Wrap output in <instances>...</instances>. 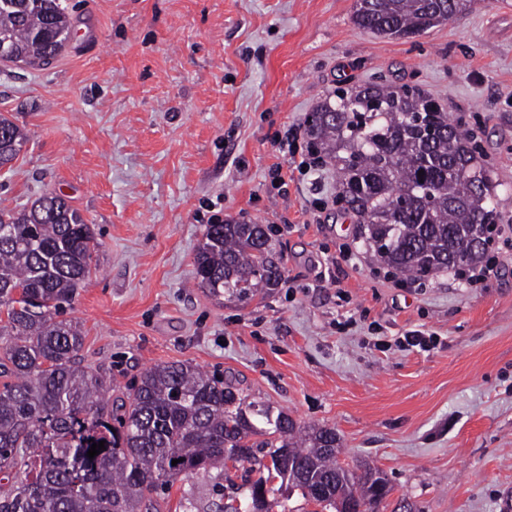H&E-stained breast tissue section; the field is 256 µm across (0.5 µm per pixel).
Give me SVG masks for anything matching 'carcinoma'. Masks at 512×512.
<instances>
[{"mask_svg": "<svg viewBox=\"0 0 512 512\" xmlns=\"http://www.w3.org/2000/svg\"><path fill=\"white\" fill-rule=\"evenodd\" d=\"M476 5L356 0L353 19L376 36L406 39ZM71 25L63 0H0V53L47 65ZM307 134L339 164L336 194L385 266L419 279L483 260L499 219L492 180L476 164L474 134L459 131L440 105L406 86L338 88L307 120ZM26 142L1 115L0 165ZM98 248L91 225L59 195L0 210V474L12 482L0 512H156L159 492L177 479L229 461L258 474L253 501L277 477L325 510L338 497L365 512L383 508L373 469L338 464L335 430H304L286 414L259 410L269 438L257 451L243 399L188 362L145 371L128 402L106 398L110 375L82 364V326L64 318ZM195 266L200 287L237 301L284 276L264 225L232 218L206 225Z\"/></svg>", "mask_w": 512, "mask_h": 512, "instance_id": "cac0c4a2", "label": "carcinoma"}]
</instances>
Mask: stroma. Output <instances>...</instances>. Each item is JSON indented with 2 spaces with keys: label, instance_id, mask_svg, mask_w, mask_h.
Here are the masks:
<instances>
[{
  "label": "stroma",
  "instance_id": "obj_1",
  "mask_svg": "<svg viewBox=\"0 0 512 512\" xmlns=\"http://www.w3.org/2000/svg\"><path fill=\"white\" fill-rule=\"evenodd\" d=\"M71 38L49 66L0 64V115L29 139L0 170V210L67 199L100 243L69 318L83 364L110 368L112 396L188 362L258 408L335 428L340 463L370 464L413 512H512V241L498 274L467 288L441 271L394 287L342 217L336 168L283 185L275 143L328 92L409 85L478 137L512 225V0L411 39L360 29L355 0H66ZM271 225L285 277L241 303L195 279L213 213ZM437 333L430 352L394 340ZM389 342L381 351L376 341ZM246 467L197 474L158 512L243 498Z\"/></svg>",
  "mask_w": 512,
  "mask_h": 512
}]
</instances>
